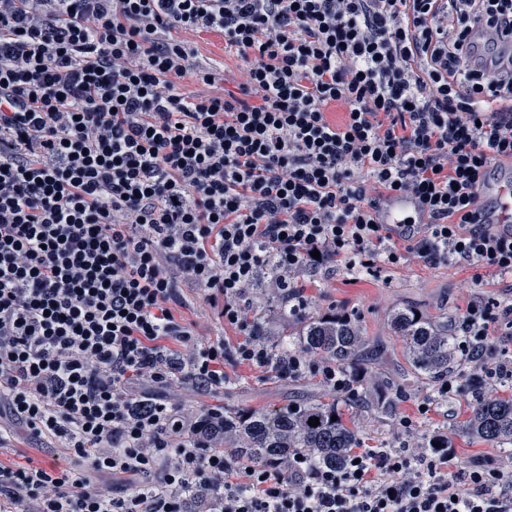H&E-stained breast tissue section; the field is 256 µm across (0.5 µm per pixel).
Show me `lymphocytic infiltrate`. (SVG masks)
Segmentation results:
<instances>
[{"label":"lymphocytic infiltrate","mask_w":512,"mask_h":512,"mask_svg":"<svg viewBox=\"0 0 512 512\" xmlns=\"http://www.w3.org/2000/svg\"><path fill=\"white\" fill-rule=\"evenodd\" d=\"M485 21L512 34V0H0V403L65 461L0 467V512H512V456L453 473L449 445L352 448L343 469L256 466L189 443L203 415L132 404L128 383L222 387L224 360L269 368L248 313L259 282L308 301L304 269L367 270L408 256L512 273V227L471 209L512 160V72L474 55ZM220 31L236 91L181 35ZM206 86L183 91L186 79ZM343 123L326 116L331 105ZM425 224H379L392 193ZM186 280L243 335L194 344ZM512 307L470 306L457 347L474 383L512 384L487 355ZM347 396L343 368L291 357L284 372ZM90 472L156 484L121 495Z\"/></svg>","instance_id":"f902f5d3"}]
</instances>
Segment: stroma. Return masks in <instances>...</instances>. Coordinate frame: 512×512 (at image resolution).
I'll return each instance as SVG.
<instances>
[{"mask_svg":"<svg viewBox=\"0 0 512 512\" xmlns=\"http://www.w3.org/2000/svg\"><path fill=\"white\" fill-rule=\"evenodd\" d=\"M188 41L195 49L199 62L220 66L225 70V87L235 90L234 78L238 61L225 54L221 33L194 32ZM296 280L305 289L309 300L307 313L312 317L331 314L352 315L364 333L375 344L369 370L360 387L361 399L353 402L334 395L327 389L318 372L304 375L274 377L269 370L228 358L224 361L227 386L200 390L188 382L165 384L132 381L129 395L158 398L174 404L180 411L196 413L214 407L230 406L241 409H283L304 405L315 400L335 401L344 419L355 421L365 448L384 442L401 443L399 423L408 419L417 429H442L455 450L457 471L467 470L475 461L498 460L500 449L492 443L458 436L457 431L471 412L470 395L463 389L466 378L463 367H456L453 379L458 391L447 401L434 398V387L415 381L409 364L401 352V339L394 333L390 318L406 307L418 309L432 317L447 318L452 328H459L466 310L475 304L495 302L512 304V275L501 276L493 269L465 263L411 259L404 266L370 273L363 269H348L338 262L318 271L301 270ZM187 300L180 316L197 324L205 340L221 341L234 347L241 339L237 330L226 326L216 308L205 303L202 293L189 284H182ZM397 392L391 414L377 411L385 390ZM431 402L428 414H420L422 402Z\"/></svg>","mask_w":512,"mask_h":512,"instance_id":"35a3bbf8","label":"stroma"}]
</instances>
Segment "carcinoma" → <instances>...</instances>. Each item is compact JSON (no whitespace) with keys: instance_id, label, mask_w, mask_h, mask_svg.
Listing matches in <instances>:
<instances>
[{"instance_id":"cac0c4a2","label":"carcinoma","mask_w":512,"mask_h":512,"mask_svg":"<svg viewBox=\"0 0 512 512\" xmlns=\"http://www.w3.org/2000/svg\"><path fill=\"white\" fill-rule=\"evenodd\" d=\"M283 321L292 324L293 338L280 335L275 344L274 362L287 364L296 352H307L343 367L354 378V387L361 385L358 376L365 371L360 357L368 338L357 321L348 316L309 317L288 309ZM394 331L401 336L405 356L412 372L426 382L448 376L458 362L453 360L458 336L448 330V321L436 320L407 308L391 317ZM475 393L472 412L461 435L494 443L504 452L512 450V397ZM336 421H331L332 417ZM319 419V425L308 424ZM196 444L222 445L230 459L241 466H269L288 473V461L297 453L311 456L316 468H342L350 448L360 447L354 423L347 422L336 411V403L310 402L295 410H236L226 408L209 417L207 425L190 435Z\"/></svg>"}]
</instances>
